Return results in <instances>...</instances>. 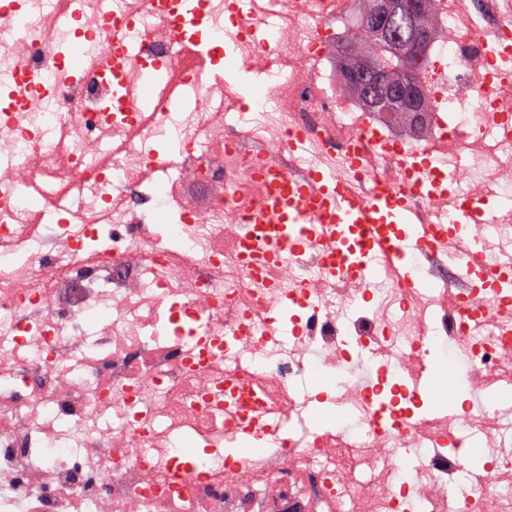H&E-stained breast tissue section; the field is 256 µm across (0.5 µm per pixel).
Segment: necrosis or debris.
Here are the masks:
<instances>
[{"mask_svg":"<svg viewBox=\"0 0 512 512\" xmlns=\"http://www.w3.org/2000/svg\"><path fill=\"white\" fill-rule=\"evenodd\" d=\"M349 2L247 14L242 0H203L202 58L143 0H0V512H512V320L496 311L512 283L456 302L441 285L407 291L378 255L361 281L318 245L269 268L246 255L253 147L349 172L323 131L363 140L361 193L410 168L442 178L419 220L477 210L463 252L512 269L505 0H436L419 140L334 90L322 42ZM112 14L163 65L137 112L119 95L128 68L95 69ZM228 58L276 66L268 107L228 103L204 66ZM160 185L171 204L157 223ZM313 348L335 385L315 400L356 416L358 433L312 424L297 383ZM442 350L484 407L436 396L427 373ZM363 357L381 364L372 391L344 376Z\"/></svg>","mask_w":512,"mask_h":512,"instance_id":"obj_1","label":"necrosis or debris"}]
</instances>
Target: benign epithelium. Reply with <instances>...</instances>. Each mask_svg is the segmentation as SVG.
Segmentation results:
<instances>
[{
    "label": "benign epithelium",
    "instance_id": "7a95c632",
    "mask_svg": "<svg viewBox=\"0 0 512 512\" xmlns=\"http://www.w3.org/2000/svg\"><path fill=\"white\" fill-rule=\"evenodd\" d=\"M418 9L419 0H373L368 16V35L403 48L405 26ZM423 55L422 45L409 52L406 67L393 84L384 82L368 62L344 71L343 77L368 107L379 109L390 121L402 118L417 129L423 123L426 90L415 70Z\"/></svg>",
    "mask_w": 512,
    "mask_h": 512
}]
</instances>
